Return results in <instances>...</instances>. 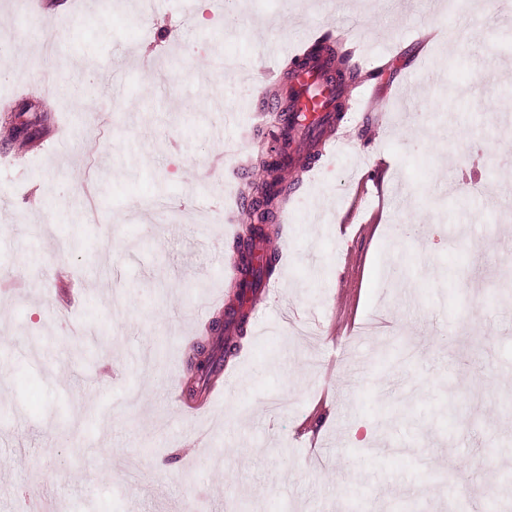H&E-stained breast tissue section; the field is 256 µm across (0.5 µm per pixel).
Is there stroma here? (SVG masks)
Wrapping results in <instances>:
<instances>
[{
	"instance_id": "1",
	"label": "stroma",
	"mask_w": 512,
	"mask_h": 512,
	"mask_svg": "<svg viewBox=\"0 0 512 512\" xmlns=\"http://www.w3.org/2000/svg\"><path fill=\"white\" fill-rule=\"evenodd\" d=\"M0 0V87L38 85L69 148L0 140V512H456L512 481V50L433 0ZM360 43L372 108L285 208L281 286L214 417L179 385L236 200L284 98L272 41ZM59 42L46 53L44 46ZM23 65H13L18 55ZM93 98L97 109L81 111ZM485 192H459L457 156ZM196 170L183 176L185 166ZM426 227L425 238L398 232ZM28 274L15 275L19 263Z\"/></svg>"
}]
</instances>
